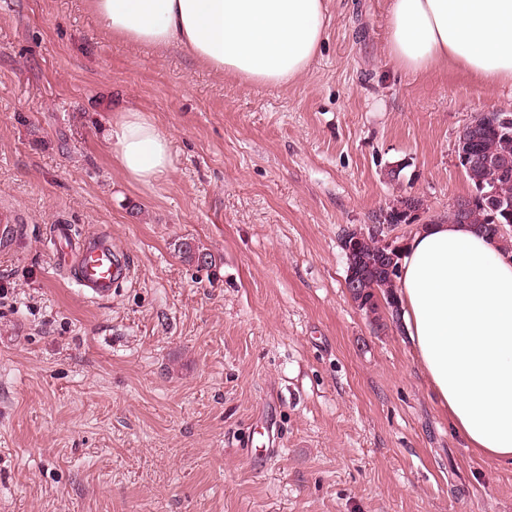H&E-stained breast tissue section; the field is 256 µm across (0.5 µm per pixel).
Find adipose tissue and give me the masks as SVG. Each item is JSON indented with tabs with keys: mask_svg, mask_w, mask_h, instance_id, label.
<instances>
[{
	"mask_svg": "<svg viewBox=\"0 0 512 512\" xmlns=\"http://www.w3.org/2000/svg\"><path fill=\"white\" fill-rule=\"evenodd\" d=\"M133 45L176 44L211 70L280 87L307 73L325 39V0H90ZM386 53L411 73L445 68L512 85V0H389ZM116 160L149 185L173 167L171 139L142 112L109 128ZM396 294L419 367L451 430L512 465V251L471 224L416 225Z\"/></svg>",
	"mask_w": 512,
	"mask_h": 512,
	"instance_id": "obj_1",
	"label": "adipose tissue"
}]
</instances>
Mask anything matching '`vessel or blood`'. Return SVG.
<instances>
[{
    "instance_id": "1",
    "label": "vessel or blood",
    "mask_w": 512,
    "mask_h": 512,
    "mask_svg": "<svg viewBox=\"0 0 512 512\" xmlns=\"http://www.w3.org/2000/svg\"><path fill=\"white\" fill-rule=\"evenodd\" d=\"M56 243L54 261L69 269L79 288L97 299L111 295L113 288L131 279L133 261L118 248L109 232L100 231L78 239L67 224L51 228Z\"/></svg>"
}]
</instances>
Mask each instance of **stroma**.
I'll return each instance as SVG.
<instances>
[{
	"instance_id": "1",
	"label": "stroma",
	"mask_w": 512,
	"mask_h": 512,
	"mask_svg": "<svg viewBox=\"0 0 512 512\" xmlns=\"http://www.w3.org/2000/svg\"><path fill=\"white\" fill-rule=\"evenodd\" d=\"M326 8L306 75L262 87L113 39L89 0H0V512H512V465L450 432L342 249L403 197L444 219L462 127L512 87L397 68L387 0ZM127 108L171 137L148 186L114 158ZM57 223L133 278L86 296Z\"/></svg>"
}]
</instances>
